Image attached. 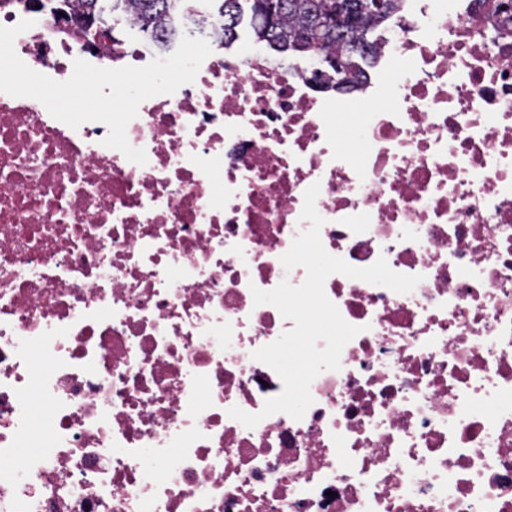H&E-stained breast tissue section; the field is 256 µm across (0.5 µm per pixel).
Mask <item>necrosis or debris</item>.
Returning a JSON list of instances; mask_svg holds the SVG:
<instances>
[{"label": "necrosis or debris", "instance_id": "4bbe7bcc", "mask_svg": "<svg viewBox=\"0 0 512 512\" xmlns=\"http://www.w3.org/2000/svg\"><path fill=\"white\" fill-rule=\"evenodd\" d=\"M18 57L142 67L33 0ZM330 68L206 58L126 129L146 164L0 93V512H512V2L403 0L349 98ZM368 103L357 122L343 103ZM321 190V240L409 293L330 275L360 332L301 420L252 357L294 326L253 289Z\"/></svg>", "mask_w": 512, "mask_h": 512}]
</instances>
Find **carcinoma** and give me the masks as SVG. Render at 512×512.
<instances>
[{"mask_svg": "<svg viewBox=\"0 0 512 512\" xmlns=\"http://www.w3.org/2000/svg\"><path fill=\"white\" fill-rule=\"evenodd\" d=\"M66 9L81 17L107 21V29L115 30L130 17L149 39L167 46L177 35L167 22L185 14H193L189 0H65ZM333 0H266V13L251 15L257 40L266 43L281 55L305 54L311 58L333 56L337 65L330 66L339 80L349 82L358 64L355 58L369 56L374 48V28L393 17L402 0H342V7L351 20L348 27L333 23L330 10ZM243 13L242 0H221L217 14L212 16V30L204 37L223 48L232 46L236 28Z\"/></svg>", "mask_w": 512, "mask_h": 512, "instance_id": "1", "label": "carcinoma"}]
</instances>
